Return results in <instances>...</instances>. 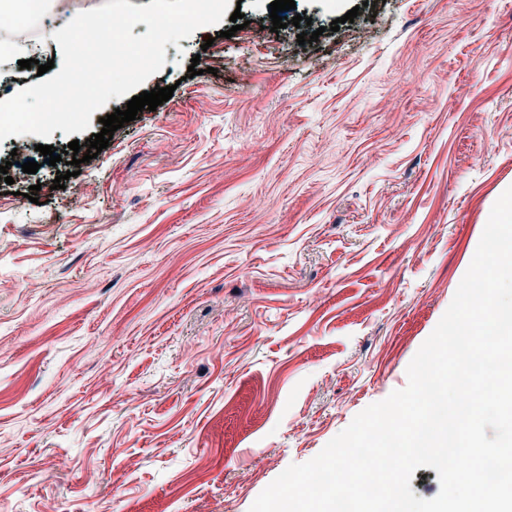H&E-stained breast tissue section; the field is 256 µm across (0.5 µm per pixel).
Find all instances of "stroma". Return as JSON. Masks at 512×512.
<instances>
[{
  "label": "stroma",
  "mask_w": 512,
  "mask_h": 512,
  "mask_svg": "<svg viewBox=\"0 0 512 512\" xmlns=\"http://www.w3.org/2000/svg\"><path fill=\"white\" fill-rule=\"evenodd\" d=\"M295 2L64 188L0 142V512H249L406 387L512 186V0Z\"/></svg>",
  "instance_id": "35a3bbf8"
}]
</instances>
